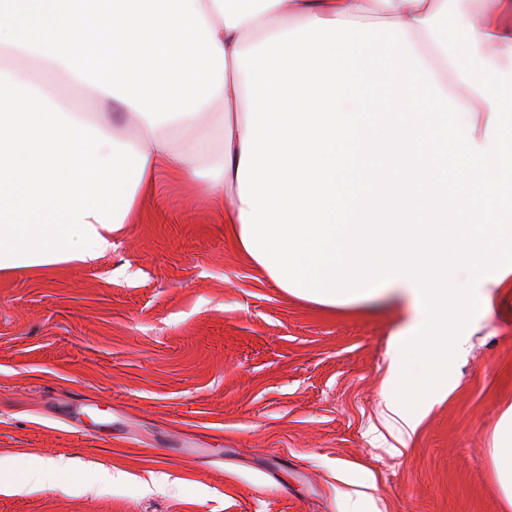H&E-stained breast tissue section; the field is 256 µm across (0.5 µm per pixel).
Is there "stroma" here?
<instances>
[{
    "mask_svg": "<svg viewBox=\"0 0 512 512\" xmlns=\"http://www.w3.org/2000/svg\"><path fill=\"white\" fill-rule=\"evenodd\" d=\"M60 98L118 131L64 74ZM159 175L94 264L0 273V456L76 459L0 512H507L493 437L512 406V277L464 329L454 382L401 453L382 418L404 318L279 288L202 187ZM120 469L119 486L101 483Z\"/></svg>",
    "mask_w": 512,
    "mask_h": 512,
    "instance_id": "stroma-1",
    "label": "stroma"
}]
</instances>
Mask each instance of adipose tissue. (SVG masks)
Returning <instances> with one entry per match:
<instances>
[{
  "instance_id": "ef3b65f1",
  "label": "adipose tissue",
  "mask_w": 512,
  "mask_h": 512,
  "mask_svg": "<svg viewBox=\"0 0 512 512\" xmlns=\"http://www.w3.org/2000/svg\"><path fill=\"white\" fill-rule=\"evenodd\" d=\"M379 2L370 22L363 0H0V270L95 262L157 172L185 176L212 156L206 194L279 288L405 307L384 399L414 434L408 400L447 395L464 325L512 276V0H483L453 47L439 27L449 0ZM53 71L120 103L147 138L56 102ZM493 461L512 512V409ZM13 464L0 458L1 489L72 466L41 460L15 482Z\"/></svg>"
}]
</instances>
